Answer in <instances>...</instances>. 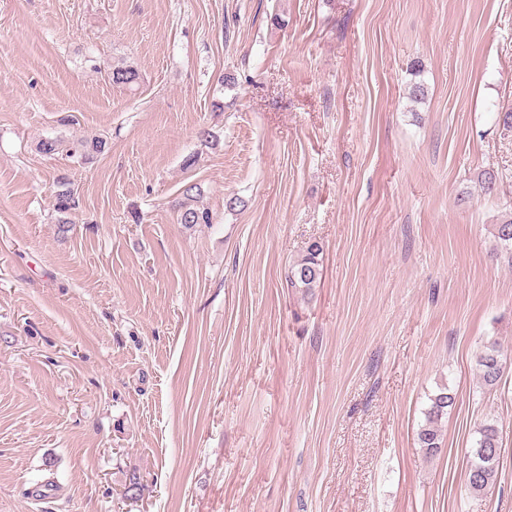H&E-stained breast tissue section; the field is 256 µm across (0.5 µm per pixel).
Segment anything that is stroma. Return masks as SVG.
Listing matches in <instances>:
<instances>
[{
    "mask_svg": "<svg viewBox=\"0 0 512 512\" xmlns=\"http://www.w3.org/2000/svg\"><path fill=\"white\" fill-rule=\"evenodd\" d=\"M510 110L512 0H0V512H512ZM196 186L193 184L187 185L182 190L184 200L178 203V211L180 212V224L186 229H192L196 225L205 224L212 225L213 218L208 209L194 206L191 202H195L196 197L193 194ZM322 252L323 247L318 241L307 246L301 258L288 269L286 281L289 287L307 290L317 287L322 275L319 259ZM477 363L484 386L489 388L497 386L502 380L507 364L500 343L494 340L484 345ZM431 403L424 413V423L418 433L420 448L428 455H435L441 448V419L447 414V408L453 404L454 397L440 392L430 399ZM477 436L470 450L471 460L466 471V486L471 493L479 495L497 478L500 452L494 454L493 448L500 450L499 433L494 423H484L476 432ZM481 449L487 455L482 456Z\"/></svg>",
    "mask_w": 512,
    "mask_h": 512,
    "instance_id": "1",
    "label": "stroma"
}]
</instances>
